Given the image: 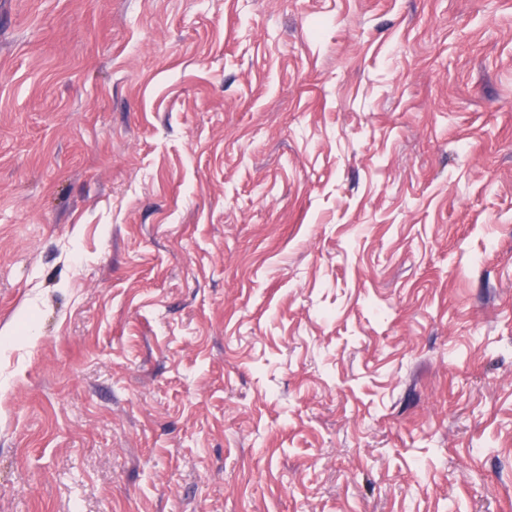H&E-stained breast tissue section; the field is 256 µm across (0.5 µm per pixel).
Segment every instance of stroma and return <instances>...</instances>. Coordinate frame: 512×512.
Returning a JSON list of instances; mask_svg holds the SVG:
<instances>
[{
	"mask_svg": "<svg viewBox=\"0 0 512 512\" xmlns=\"http://www.w3.org/2000/svg\"><path fill=\"white\" fill-rule=\"evenodd\" d=\"M0 512H512V0H0Z\"/></svg>",
	"mask_w": 512,
	"mask_h": 512,
	"instance_id": "1",
	"label": "stroma"
}]
</instances>
